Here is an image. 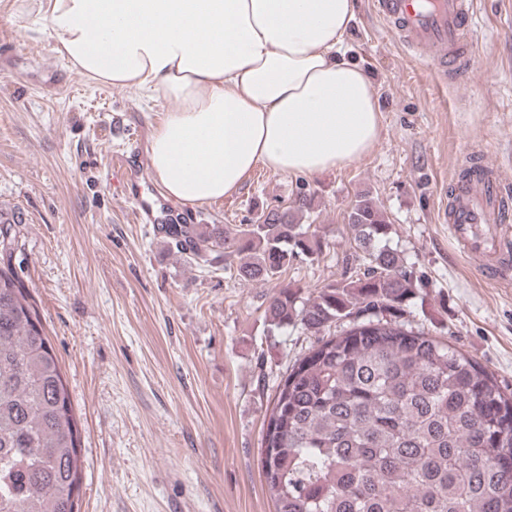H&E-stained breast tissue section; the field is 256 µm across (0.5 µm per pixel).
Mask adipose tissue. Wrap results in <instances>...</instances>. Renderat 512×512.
Segmentation results:
<instances>
[{
	"instance_id": "adipose-tissue-1",
	"label": "adipose tissue",
	"mask_w": 512,
	"mask_h": 512,
	"mask_svg": "<svg viewBox=\"0 0 512 512\" xmlns=\"http://www.w3.org/2000/svg\"><path fill=\"white\" fill-rule=\"evenodd\" d=\"M357 0H39L44 34L99 82L178 104L149 143L167 195L202 205L256 167L315 176L380 133L346 54Z\"/></svg>"
}]
</instances>
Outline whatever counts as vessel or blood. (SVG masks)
I'll return each instance as SVG.
<instances>
[{"label": "vessel or blood", "mask_w": 512, "mask_h": 512, "mask_svg": "<svg viewBox=\"0 0 512 512\" xmlns=\"http://www.w3.org/2000/svg\"><path fill=\"white\" fill-rule=\"evenodd\" d=\"M376 8L388 33L419 49L431 65L441 70L472 68L471 58L460 55L459 47L476 26L475 0H434L429 9L422 0H376ZM138 154L137 144H129L111 154L109 169L119 175L136 223L156 227L171 223L173 209L143 180L135 162ZM511 197L499 171L480 163L473 165L467 179L455 181L448 199L450 236L491 276L512 261V211L505 206Z\"/></svg>", "instance_id": "1"}]
</instances>
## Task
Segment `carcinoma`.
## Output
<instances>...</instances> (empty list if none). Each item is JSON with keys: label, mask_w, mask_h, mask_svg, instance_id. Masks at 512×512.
I'll use <instances>...</instances> for the list:
<instances>
[{"label": "carcinoma", "mask_w": 512, "mask_h": 512, "mask_svg": "<svg viewBox=\"0 0 512 512\" xmlns=\"http://www.w3.org/2000/svg\"><path fill=\"white\" fill-rule=\"evenodd\" d=\"M262 214L242 229L167 224L177 252L269 282L322 252L296 221ZM365 269L303 298L268 299L270 329L315 337L278 384L263 436L275 512H512V387L455 345L406 323L419 278L388 244L391 226L366 193L348 213ZM0 214V512H76L80 435L62 370L9 252ZM337 331H331V328Z\"/></svg>", "instance_id": "carcinoma-1"}]
</instances>
